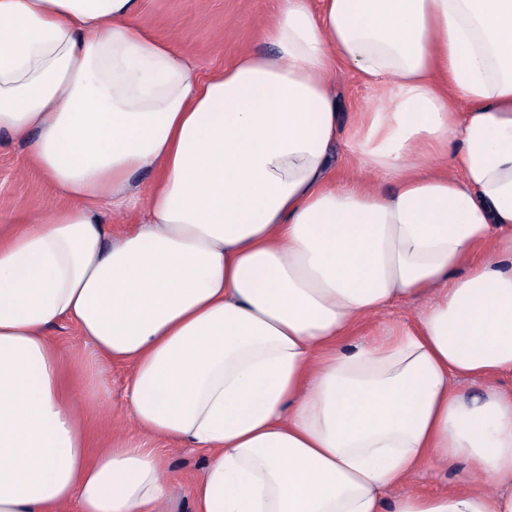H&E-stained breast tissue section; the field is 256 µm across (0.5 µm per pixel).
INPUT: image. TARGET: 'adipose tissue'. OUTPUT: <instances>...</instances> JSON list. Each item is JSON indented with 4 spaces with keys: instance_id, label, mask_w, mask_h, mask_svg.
Returning a JSON list of instances; mask_svg holds the SVG:
<instances>
[{
    "instance_id": "ef3b65f1",
    "label": "adipose tissue",
    "mask_w": 512,
    "mask_h": 512,
    "mask_svg": "<svg viewBox=\"0 0 512 512\" xmlns=\"http://www.w3.org/2000/svg\"><path fill=\"white\" fill-rule=\"evenodd\" d=\"M140 10L0 0V132L66 201L0 230V512L168 495L160 449L93 448L106 380L64 362L65 321L130 365L140 430L206 451L194 512H512V0H282L270 51L206 77ZM340 65L375 99L355 177ZM406 298L418 323L350 343ZM457 461L453 491L384 496ZM332 79L336 85L341 112V126L344 130L337 148L336 156L340 170L347 176L357 172L355 155L350 148L346 132L356 119L357 112H363L374 103L373 93L365 82L356 74L339 70Z\"/></svg>"
}]
</instances>
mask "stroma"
<instances>
[{
  "label": "stroma",
  "mask_w": 512,
  "mask_h": 512,
  "mask_svg": "<svg viewBox=\"0 0 512 512\" xmlns=\"http://www.w3.org/2000/svg\"><path fill=\"white\" fill-rule=\"evenodd\" d=\"M280 0H143L140 23L152 34L172 45L197 64L202 75H210L231 64L248 50L266 51L264 27L278 11ZM340 103L341 126L350 128L358 112L373 103V93L356 74L339 70L333 76ZM57 197L42 173L32 164L25 144L0 135V227L8 228L26 207L53 208ZM421 311L419 302L407 300L361 323L355 341L371 339L383 328L414 324ZM130 375L127 365L112 364L107 371L109 396L106 417L93 423L99 441L116 431L136 436L133 421L125 413V389ZM171 500L167 512H193L191 488L206 464V454L197 448L166 444Z\"/></svg>",
  "instance_id": "stroma-1"
}]
</instances>
